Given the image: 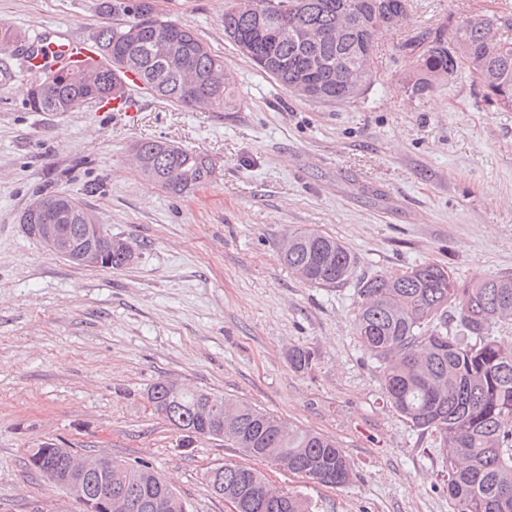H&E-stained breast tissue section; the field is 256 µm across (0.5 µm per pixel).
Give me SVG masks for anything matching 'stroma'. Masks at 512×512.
Listing matches in <instances>:
<instances>
[{
  "label": "stroma",
  "mask_w": 512,
  "mask_h": 512,
  "mask_svg": "<svg viewBox=\"0 0 512 512\" xmlns=\"http://www.w3.org/2000/svg\"><path fill=\"white\" fill-rule=\"evenodd\" d=\"M154 2L223 57L235 111L185 108L137 84L127 113L34 112L18 56L0 85V512H79L23 463L44 441L149 463L189 512H232L206 480L231 462L301 492L313 512H450L433 434L387 406L353 321L360 279L381 272L436 263L469 282L512 271V112L489 107L464 73L411 95L399 50L479 11L512 17V0H409L404 25L379 39L374 83L340 103L299 99L258 72L224 35V0ZM97 3L0 0V24L92 37L126 22ZM145 138L209 154L210 182L161 189L131 161ZM40 190L78 199L137 261L79 266L26 237L19 219ZM294 227L349 247L352 278L299 279L280 257ZM297 346L313 354L308 372L288 363ZM160 379L330 437L353 480L322 485L228 442L186 439L147 399Z\"/></svg>",
  "instance_id": "1"
}]
</instances>
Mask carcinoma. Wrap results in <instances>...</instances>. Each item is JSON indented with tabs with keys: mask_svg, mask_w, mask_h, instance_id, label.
I'll use <instances>...</instances> for the list:
<instances>
[{
	"mask_svg": "<svg viewBox=\"0 0 512 512\" xmlns=\"http://www.w3.org/2000/svg\"><path fill=\"white\" fill-rule=\"evenodd\" d=\"M288 8L296 26L311 33L306 40L271 43L262 36L266 19L238 9V0H225L224 30L257 70L283 89L314 85L309 100L343 102L364 93L374 80L377 34L407 19L408 0H276ZM105 16L123 14L120 27H104L95 36V59L75 65L65 61L57 70L33 73L26 106L35 112H73L87 101L107 103L125 92L126 76L151 86L159 98L190 108L232 112L236 98L224 79V59L213 53L186 22L167 21L153 0H99ZM512 18L476 13L447 28L420 30L399 49L410 62L408 85L416 95L438 83L469 72L485 101L501 112L512 111ZM168 31L178 40L190 64L158 58L156 39ZM27 37L0 26V52H19L15 44ZM201 80L198 102L182 94L183 84ZM164 142L143 139L136 144L139 170L166 192L180 195L210 181L213 159L185 149L163 151ZM66 202L72 224L89 222L72 199L40 191L24 210L20 223L40 220L43 211ZM281 258L301 280L317 288H334L353 274L355 257L340 241L310 228L288 231ZM360 305L355 333L364 349L382 366L386 404L413 426L431 431L447 473L452 512H512V342L494 336L512 324V272L504 271L476 282L460 281L448 268L424 263L397 273L376 274L359 283ZM454 321L464 335L448 333ZM298 372L311 368L313 355L302 347L288 353ZM153 410L176 430L205 436L201 418L224 419L233 426L235 447L272 463L288 461V471L313 482L340 487L352 478L347 455L320 433L286 425L255 408L226 400L204 389L185 386L175 392L170 382L156 381L147 392ZM72 452L43 443L26 450L24 465L45 475L44 466L56 457L61 468ZM106 476L119 482L135 500L152 492L162 507L151 512H185L186 502L147 463H125ZM224 484V496L238 501L239 512H264L261 505L276 501L275 512H312L308 500L294 490L272 487L250 466L226 463L208 473L211 489Z\"/></svg>",
	"mask_w": 512,
	"mask_h": 512,
	"instance_id": "obj_1",
	"label": "carcinoma"
}]
</instances>
